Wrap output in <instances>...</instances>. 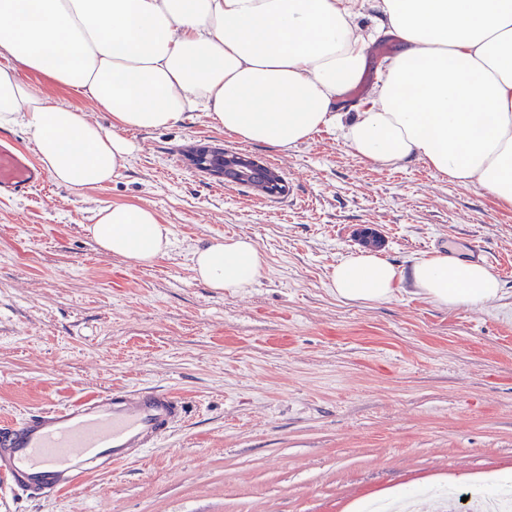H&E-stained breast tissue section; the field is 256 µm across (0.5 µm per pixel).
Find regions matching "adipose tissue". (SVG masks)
Listing matches in <instances>:
<instances>
[{"instance_id": "obj_1", "label": "adipose tissue", "mask_w": 512, "mask_h": 512, "mask_svg": "<svg viewBox=\"0 0 512 512\" xmlns=\"http://www.w3.org/2000/svg\"><path fill=\"white\" fill-rule=\"evenodd\" d=\"M375 11L370 30L355 19ZM393 42L363 107L338 104L360 85L369 48ZM39 75L92 98L111 128L53 103ZM199 110L225 134L281 149L325 133L383 168L422 162L512 208V0H0V126H25L56 183L80 189L118 176L131 130L165 128ZM98 246L137 266L171 246L158 213L99 207ZM195 279L237 295L266 270L247 236L198 248ZM349 301L389 300L402 285L447 308L498 298L487 266L443 252L399 270L350 254L329 274Z\"/></svg>"}]
</instances>
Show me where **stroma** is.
<instances>
[{"instance_id":"stroma-1","label":"stroma","mask_w":512,"mask_h":512,"mask_svg":"<svg viewBox=\"0 0 512 512\" xmlns=\"http://www.w3.org/2000/svg\"><path fill=\"white\" fill-rule=\"evenodd\" d=\"M32 83L111 127L91 98ZM128 137V163L105 184L50 179L0 198V422L140 388L185 399L188 413L81 491L12 488L0 512H468L512 477V209L419 162H364L326 134L279 149L188 112ZM198 146L271 164L287 193L214 180L186 156ZM112 203L155 209L167 254L137 267L102 251L88 227ZM365 231L401 268L479 247L502 292L452 309L405 288L377 303L338 298L328 274ZM234 235L267 268L232 296L198 282L190 258Z\"/></svg>"}]
</instances>
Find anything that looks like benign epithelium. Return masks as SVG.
Listing matches in <instances>:
<instances>
[{"mask_svg": "<svg viewBox=\"0 0 512 512\" xmlns=\"http://www.w3.org/2000/svg\"><path fill=\"white\" fill-rule=\"evenodd\" d=\"M191 162L196 169L219 181L225 179L243 183L258 178L272 196L286 191L285 183L275 170L246 153L226 152L224 160L220 161L215 159L214 148L204 146L197 148Z\"/></svg>", "mask_w": 512, "mask_h": 512, "instance_id": "obj_1", "label": "benign epithelium"}]
</instances>
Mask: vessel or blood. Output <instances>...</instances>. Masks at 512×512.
<instances>
[{
	"mask_svg": "<svg viewBox=\"0 0 512 512\" xmlns=\"http://www.w3.org/2000/svg\"><path fill=\"white\" fill-rule=\"evenodd\" d=\"M44 173L0 132V195L25 197ZM185 415L183 401L155 389L100 393L0 425V480L34 494L76 492L94 473L155 447Z\"/></svg>",
	"mask_w": 512,
	"mask_h": 512,
	"instance_id": "b4317fda",
	"label": "vessel or blood"
}]
</instances>
